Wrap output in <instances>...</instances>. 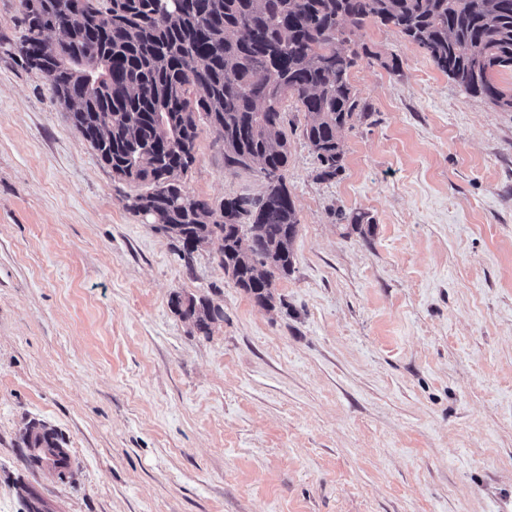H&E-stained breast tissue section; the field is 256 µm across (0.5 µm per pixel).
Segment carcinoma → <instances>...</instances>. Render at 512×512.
Wrapping results in <instances>:
<instances>
[{"label": "carcinoma", "instance_id": "1", "mask_svg": "<svg viewBox=\"0 0 512 512\" xmlns=\"http://www.w3.org/2000/svg\"><path fill=\"white\" fill-rule=\"evenodd\" d=\"M22 29L0 51L40 72L73 127L112 178L145 191L127 207L178 243L180 259L216 242L219 266L256 304L274 308V283L295 271L300 219L288 190L284 104L303 114L302 136L331 180L344 168L339 133L367 118L350 83L371 55L353 39L369 21L395 27L463 90L512 111V0H19ZM62 38L49 41L46 21ZM217 134L224 168L259 164L265 190L215 205L185 190L199 127ZM171 306L204 335L223 318L208 297ZM60 448L51 427L23 436Z\"/></svg>", "mask_w": 512, "mask_h": 512}]
</instances>
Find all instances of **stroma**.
<instances>
[{"label":"stroma","mask_w":512,"mask_h":512,"mask_svg":"<svg viewBox=\"0 0 512 512\" xmlns=\"http://www.w3.org/2000/svg\"><path fill=\"white\" fill-rule=\"evenodd\" d=\"M355 39L370 116L341 131L336 178L285 105L300 230L271 309L216 245L185 268L45 78L0 53V512H512V112L393 27ZM186 189L264 182L204 125ZM176 293L222 306L210 336ZM34 422L66 474L27 463ZM23 444L25 448L30 449L27 456L29 463L39 465L42 458L33 452L36 448H62V440L58 433L46 424L34 422L28 426L23 436Z\"/></svg>","instance_id":"obj_1"}]
</instances>
